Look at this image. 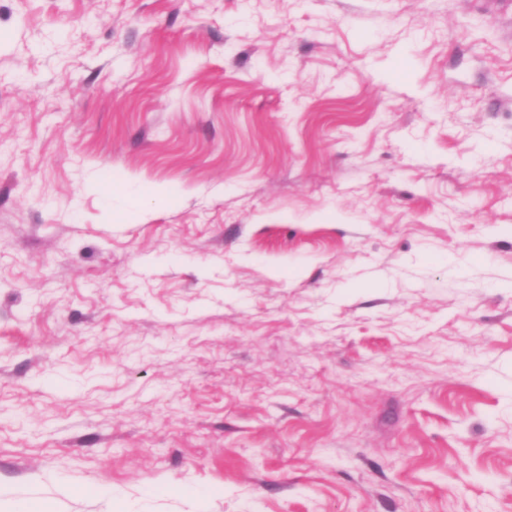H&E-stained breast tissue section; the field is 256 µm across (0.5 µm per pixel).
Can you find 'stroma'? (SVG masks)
Wrapping results in <instances>:
<instances>
[{
    "instance_id": "35a3bbf8",
    "label": "stroma",
    "mask_w": 512,
    "mask_h": 512,
    "mask_svg": "<svg viewBox=\"0 0 512 512\" xmlns=\"http://www.w3.org/2000/svg\"><path fill=\"white\" fill-rule=\"evenodd\" d=\"M1 500L512 512V0H0Z\"/></svg>"
}]
</instances>
